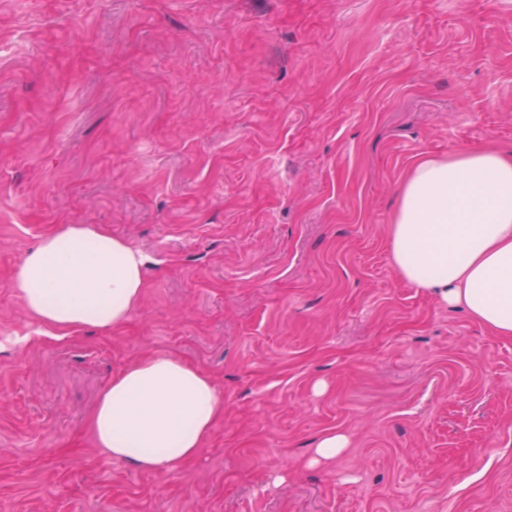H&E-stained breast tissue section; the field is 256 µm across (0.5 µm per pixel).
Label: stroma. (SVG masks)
<instances>
[{"mask_svg":"<svg viewBox=\"0 0 512 512\" xmlns=\"http://www.w3.org/2000/svg\"><path fill=\"white\" fill-rule=\"evenodd\" d=\"M0 512H512V338L396 274L424 154L512 149V0H0ZM62 224L151 258L123 327L12 278ZM147 353L224 416L173 474L92 443ZM351 445L299 464L327 430ZM287 475L280 485L270 477Z\"/></svg>","mask_w":512,"mask_h":512,"instance_id":"1","label":"stroma"}]
</instances>
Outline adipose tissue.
Listing matches in <instances>:
<instances>
[{"mask_svg":"<svg viewBox=\"0 0 512 512\" xmlns=\"http://www.w3.org/2000/svg\"><path fill=\"white\" fill-rule=\"evenodd\" d=\"M392 264L412 287L512 337V150L453 149L414 161L388 226ZM147 256L93 224H63L22 257L12 280L24 308L59 332L127 323ZM224 395L207 371L147 354L100 393L90 428L113 461L175 473L200 456Z\"/></svg>","mask_w":512,"mask_h":512,"instance_id":"1","label":"adipose tissue"}]
</instances>
